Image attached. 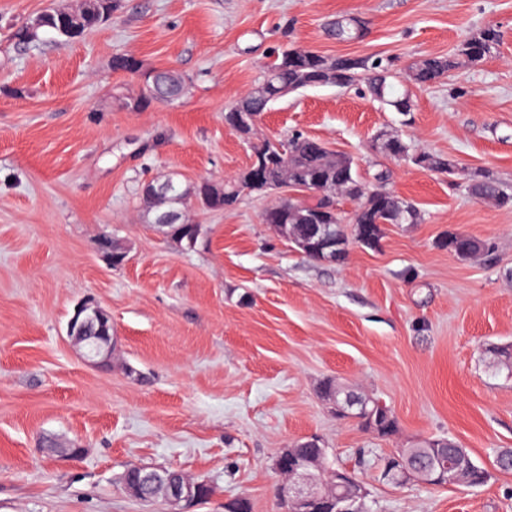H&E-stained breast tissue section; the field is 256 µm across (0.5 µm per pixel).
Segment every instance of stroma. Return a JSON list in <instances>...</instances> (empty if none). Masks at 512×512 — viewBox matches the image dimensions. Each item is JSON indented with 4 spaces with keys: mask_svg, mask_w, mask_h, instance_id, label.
I'll return each instance as SVG.
<instances>
[{
    "mask_svg": "<svg viewBox=\"0 0 512 512\" xmlns=\"http://www.w3.org/2000/svg\"><path fill=\"white\" fill-rule=\"evenodd\" d=\"M76 0H0V512H170L121 483L128 464L173 467L212 488L181 512H281L274 461L310 436L369 494L359 512H512V207L473 198L465 176L371 148L396 131L423 151L512 186V0H119L94 31L38 45L26 22ZM361 17L364 36L326 25ZM496 53L460 61L414 89L403 115L365 84L278 101L248 137L224 110L283 48L380 57L395 84L413 63L445 55L485 27ZM128 54L187 80L178 101L134 112ZM302 134L389 172L387 188L424 214L388 224L377 249L350 242L343 262L308 259L261 220L271 200L231 210L189 205L195 251L173 249L140 203L145 183L176 171L195 185L235 175L252 144ZM487 242L461 260L443 241ZM129 250L118 267L102 235ZM91 301L114 326L110 364L90 365L67 334ZM338 381L385 403L397 432L379 436L336 415L320 386ZM447 436L491 469L481 486L380 479L384 458ZM82 449L71 458L69 449ZM357 16L337 17L329 24V33L339 41H351L363 36L364 24ZM361 21V22H360ZM360 23V28L356 25Z\"/></svg>",
    "mask_w": 512,
    "mask_h": 512,
    "instance_id": "35a3bbf8",
    "label": "stroma"
}]
</instances>
